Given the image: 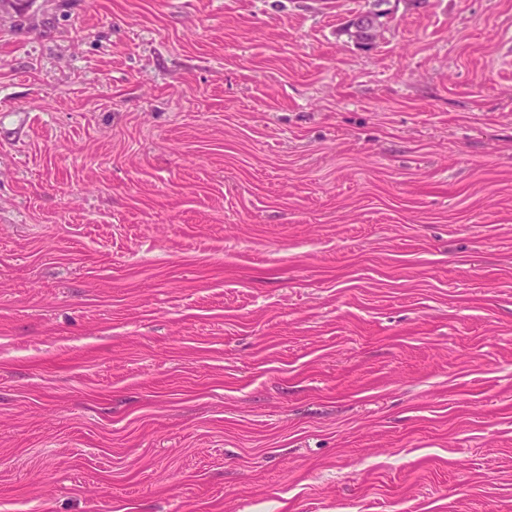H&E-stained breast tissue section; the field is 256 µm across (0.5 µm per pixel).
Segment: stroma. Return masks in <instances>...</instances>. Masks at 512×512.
I'll return each mask as SVG.
<instances>
[{"label":"stroma","instance_id":"1","mask_svg":"<svg viewBox=\"0 0 512 512\" xmlns=\"http://www.w3.org/2000/svg\"><path fill=\"white\" fill-rule=\"evenodd\" d=\"M0 15V512H512V0ZM348 30L350 34V41L360 48H369L372 47L376 40L378 39L382 28H380L378 21L375 23V26H370L367 31L366 37H360L359 33L361 32L362 22L360 21V16L357 14L352 15L347 21Z\"/></svg>","mask_w":512,"mask_h":512}]
</instances>
